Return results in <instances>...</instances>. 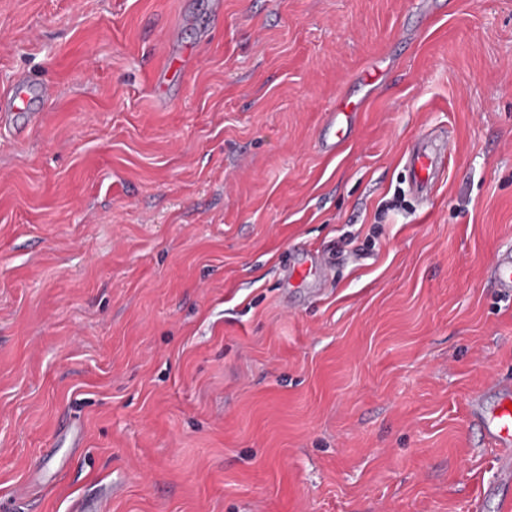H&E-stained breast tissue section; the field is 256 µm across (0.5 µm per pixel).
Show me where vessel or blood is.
Returning <instances> with one entry per match:
<instances>
[{"label":"vessel or blood","mask_w":512,"mask_h":512,"mask_svg":"<svg viewBox=\"0 0 512 512\" xmlns=\"http://www.w3.org/2000/svg\"><path fill=\"white\" fill-rule=\"evenodd\" d=\"M46 99L51 97L50 87L39 84L36 79L25 76L17 78L6 91L0 92V129H10L16 136H24L38 124L43 112L31 104L32 95ZM360 105L350 99H342L336 110L327 113L322 148L329 153L337 152L345 144L348 131ZM448 151V138H423L417 141L407 154L412 171L411 188L421 198H429L437 177L444 168ZM496 288L512 292V255H502L493 266ZM488 437L497 450V463L502 472L503 488L512 487V410L499 406L486 425Z\"/></svg>","instance_id":"obj_1"}]
</instances>
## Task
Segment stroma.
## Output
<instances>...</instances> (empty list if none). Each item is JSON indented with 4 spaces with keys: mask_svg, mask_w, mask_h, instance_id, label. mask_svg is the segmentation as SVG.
Listing matches in <instances>:
<instances>
[{
    "mask_svg": "<svg viewBox=\"0 0 512 512\" xmlns=\"http://www.w3.org/2000/svg\"><path fill=\"white\" fill-rule=\"evenodd\" d=\"M439 2L0 0V89L57 88L0 130V512H501L512 0ZM359 110V102L344 98L340 100L336 110L327 113L321 139V146L326 152H337L346 143L348 131L355 117L354 113ZM447 151L448 136L441 135L417 141L407 154L412 171L411 189L424 200L430 197L436 178L444 170ZM493 269L496 288L506 294L512 292V254L499 256Z\"/></svg>",
    "mask_w": 512,
    "mask_h": 512,
    "instance_id": "obj_1",
    "label": "stroma"
}]
</instances>
